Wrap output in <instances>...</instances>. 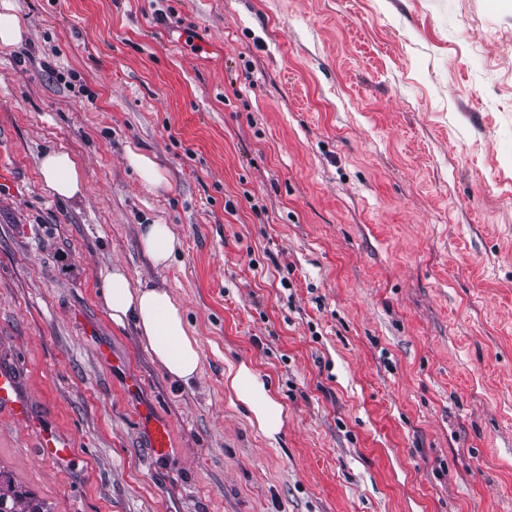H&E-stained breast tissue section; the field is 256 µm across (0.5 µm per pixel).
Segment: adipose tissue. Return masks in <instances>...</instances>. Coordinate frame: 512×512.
Returning a JSON list of instances; mask_svg holds the SVG:
<instances>
[{
  "mask_svg": "<svg viewBox=\"0 0 512 512\" xmlns=\"http://www.w3.org/2000/svg\"><path fill=\"white\" fill-rule=\"evenodd\" d=\"M42 187L49 195L70 202L83 194L84 181L77 157L65 148H54L38 164ZM140 245L154 265H167L179 245L172 227L141 225ZM103 304L116 324L133 323L145 336L154 357L175 379L192 380L201 367V349L189 330L183 313L168 290L156 286H133L123 267H112L103 278ZM224 385L245 406L253 426L269 441L281 435L288 410L271 386L252 366L241 361L229 364Z\"/></svg>",
  "mask_w": 512,
  "mask_h": 512,
  "instance_id": "obj_1",
  "label": "adipose tissue"
}]
</instances>
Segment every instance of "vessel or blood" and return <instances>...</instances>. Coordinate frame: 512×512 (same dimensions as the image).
<instances>
[{"instance_id": "b4317fda", "label": "vessel or blood", "mask_w": 512, "mask_h": 512, "mask_svg": "<svg viewBox=\"0 0 512 512\" xmlns=\"http://www.w3.org/2000/svg\"><path fill=\"white\" fill-rule=\"evenodd\" d=\"M0 416L8 417L30 430L41 456L63 466L76 464L75 451L67 436L59 429L46 425L23 392L17 368L0 364ZM149 446L157 457L167 456L173 446V429L169 422L158 420L151 410L140 413Z\"/></svg>"}]
</instances>
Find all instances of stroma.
Instances as JSON below:
<instances>
[{
  "label": "stroma",
  "instance_id": "stroma-1",
  "mask_svg": "<svg viewBox=\"0 0 512 512\" xmlns=\"http://www.w3.org/2000/svg\"><path fill=\"white\" fill-rule=\"evenodd\" d=\"M12 2L0 363L79 466L0 421V473L47 512H512V0H456L453 27L439 0ZM59 146L74 203L41 186ZM152 223L180 240L168 266ZM115 265L180 305L193 380L112 322ZM241 360L288 408L277 443L224 385ZM42 187L49 195L70 202L83 194L81 164L69 150L60 147L49 150L38 164ZM128 160L144 185L159 187L166 182L163 171L149 156L131 152L128 155ZM140 245L155 266H166L180 242L168 224H143L139 231ZM143 428L146 430L149 447L158 458L165 457L173 448V429L169 422L160 421L153 412L145 408L140 413Z\"/></svg>",
  "mask_w": 512,
  "mask_h": 512
}]
</instances>
